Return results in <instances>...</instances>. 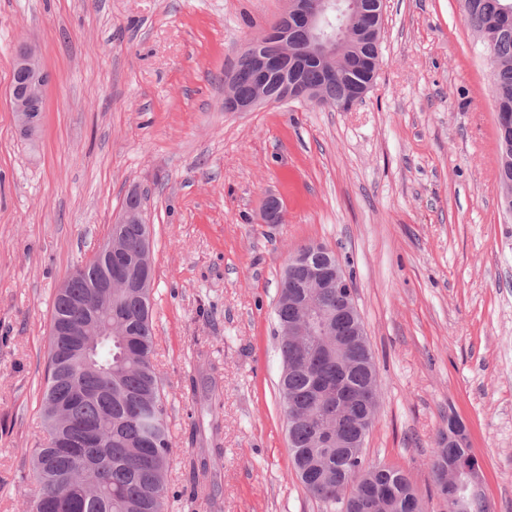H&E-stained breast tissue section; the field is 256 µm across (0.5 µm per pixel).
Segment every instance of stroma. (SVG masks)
I'll use <instances>...</instances> for the list:
<instances>
[{
	"mask_svg": "<svg viewBox=\"0 0 512 512\" xmlns=\"http://www.w3.org/2000/svg\"><path fill=\"white\" fill-rule=\"evenodd\" d=\"M285 6L0 0V512L31 493L56 292L133 192L154 245L168 512H325L290 464L274 317L288 255L309 242L352 277L375 357L367 459L441 512L431 459L457 417L493 512H512V217L483 43L461 0H387L362 102L225 111V73ZM23 41L50 75L33 139L9 110ZM269 195L283 223H263ZM199 374L212 402L190 390ZM196 427L224 450L206 499L183 464Z\"/></svg>",
	"mask_w": 512,
	"mask_h": 512,
	"instance_id": "1",
	"label": "stroma"
}]
</instances>
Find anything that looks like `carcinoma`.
<instances>
[{"instance_id": "cac0c4a2", "label": "carcinoma", "mask_w": 512, "mask_h": 512, "mask_svg": "<svg viewBox=\"0 0 512 512\" xmlns=\"http://www.w3.org/2000/svg\"><path fill=\"white\" fill-rule=\"evenodd\" d=\"M512 0H473L474 11L493 21L499 29L494 37L492 83L496 108L512 106V13L504 6ZM336 76H324L321 63L306 61L302 83L334 103L344 100L353 84H365L368 76L340 60L329 62ZM224 83L241 98L254 94L249 66L237 65L225 75ZM119 248L130 260L144 248L140 224L118 228ZM101 273L100 265L89 263L69 275V288L57 292L53 303L48 339L47 372L42 394L44 437L32 449L30 480L34 492L25 512H166L169 472L173 456L167 411L154 365L155 332L149 288H117L112 291V312L91 302L82 307L69 304L68 297L90 298ZM301 272L288 270V300H278L276 324L295 315L292 304L300 292ZM61 322L94 324L101 337L88 359L67 360L62 354L70 337L55 335ZM355 326L344 325L343 343L357 348V366L344 368L336 360V337L308 336L296 364H291L295 344L280 337L283 370L279 390L288 419L291 463L304 488L336 512L344 505L343 491L356 495L363 488L379 493L391 512H404L403 497L416 492L407 472L385 466L363 483L375 467L367 461L364 448H338L336 435L325 428V417L336 411V400L347 403L344 436H353L356 419L363 410L358 394L375 374L368 340L356 341ZM222 449L210 448L191 455L186 465L194 479V491L215 486L213 459ZM456 462L477 463L470 450L437 441L431 472L445 512H455L449 489L441 486L440 471Z\"/></svg>"}]
</instances>
